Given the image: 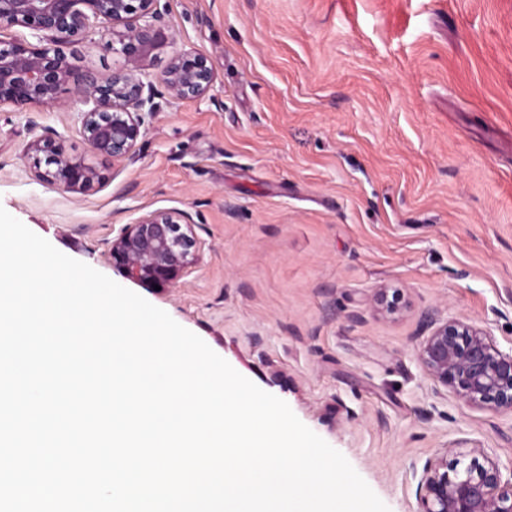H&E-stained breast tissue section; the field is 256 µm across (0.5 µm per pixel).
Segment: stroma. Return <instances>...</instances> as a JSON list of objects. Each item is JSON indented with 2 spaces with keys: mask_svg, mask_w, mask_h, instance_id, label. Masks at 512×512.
Returning <instances> with one entry per match:
<instances>
[{
  "mask_svg": "<svg viewBox=\"0 0 512 512\" xmlns=\"http://www.w3.org/2000/svg\"><path fill=\"white\" fill-rule=\"evenodd\" d=\"M172 45L145 80L155 110L133 159L91 156L82 103L0 104V207L105 274L113 236L184 212L200 259L138 293L341 452L389 512H419L414 468L441 449L512 467V415L435 386L415 349L433 312L512 350V0H160ZM91 24L63 51L121 65ZM206 58L209 92L174 100V53ZM52 137L103 179L39 181ZM399 289L403 316L375 312Z\"/></svg>",
  "mask_w": 512,
  "mask_h": 512,
  "instance_id": "stroma-1",
  "label": "stroma"
}]
</instances>
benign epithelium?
<instances>
[{
    "label": "benign epithelium",
    "mask_w": 512,
    "mask_h": 512,
    "mask_svg": "<svg viewBox=\"0 0 512 512\" xmlns=\"http://www.w3.org/2000/svg\"><path fill=\"white\" fill-rule=\"evenodd\" d=\"M160 0H0V25L21 26L37 39L0 40V104L25 112L32 104H60L68 88L74 100L92 108L82 113V133L93 154L114 161L132 157L143 134L144 112L154 111L144 96L142 76L155 52L173 42L160 24ZM104 25L112 53L123 65L107 75L77 69L60 49L82 39L91 20ZM176 100L199 98L210 89L212 69L191 53L174 55L162 74ZM27 152L43 154L48 169L40 180L59 189L82 193L100 180L99 171L63 150L59 142L37 138ZM112 262L139 285L170 288L199 261L198 240L187 215L157 211L125 225L112 238ZM378 312L400 315L406 308L399 290H382ZM417 359L435 385L451 388L467 405L512 413V352L500 350L483 327L457 319L422 315ZM461 470L448 474V449L427 460L418 482L419 512H512V473L485 449Z\"/></svg>",
    "instance_id": "benign-epithelium-1"
}]
</instances>
